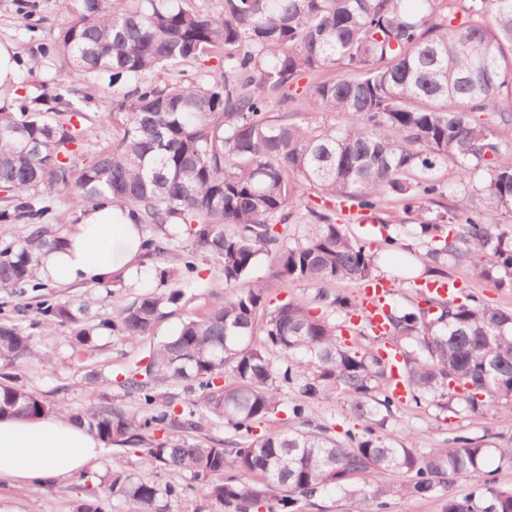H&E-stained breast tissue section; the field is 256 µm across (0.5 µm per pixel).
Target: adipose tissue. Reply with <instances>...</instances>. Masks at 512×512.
<instances>
[{"instance_id": "ef3b65f1", "label": "adipose tissue", "mask_w": 512, "mask_h": 512, "mask_svg": "<svg viewBox=\"0 0 512 512\" xmlns=\"http://www.w3.org/2000/svg\"><path fill=\"white\" fill-rule=\"evenodd\" d=\"M143 237L129 211L112 205L87 208L64 249L43 255L42 275L61 286L131 279ZM102 451L99 440L63 415L0 418V480L56 483L88 467Z\"/></svg>"}]
</instances>
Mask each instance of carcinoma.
<instances>
[{"label": "carcinoma", "mask_w": 512, "mask_h": 512, "mask_svg": "<svg viewBox=\"0 0 512 512\" xmlns=\"http://www.w3.org/2000/svg\"><path fill=\"white\" fill-rule=\"evenodd\" d=\"M221 0L217 12L187 9L183 0H59L64 22L53 49L69 78L112 73L105 109L115 136L90 154L75 106L50 112L21 103L0 109V187L8 192L0 224H34L23 240L0 248V292L24 297L40 285L43 252L65 237L38 227L49 207L63 211L112 203L152 232L143 256L161 263L171 287L112 307L102 317L81 297L38 300L35 319L0 322V417L37 418L64 407L18 381L14 365L39 354L40 327H69L71 357L80 359L100 331L136 342L153 336L164 310L186 294L197 255L221 266L224 301L187 317L177 333L150 343L113 383L123 401L90 406L70 416L105 444L140 454L188 484L146 480L115 461L105 485L134 512H173L186 490L197 492L193 512H300L301 502L338 487L352 512H385L401 492L441 495L443 512H512V490L485 479L476 490H455L459 477L478 478L489 449L455 437L453 448L420 453L381 432L391 412L392 376L380 351L360 353L338 338L333 315L356 314L359 298L333 293L339 280L377 281L374 255L342 224L332 200L361 211L387 195L416 215V236L430 243L434 263L480 260L494 279L512 273V235L490 218L512 210V147L499 129L512 111V0ZM219 57L224 67L199 83L182 78L184 62ZM339 78L320 80L331 70ZM164 72V85L149 80ZM303 98L316 112L339 113V125L271 115L286 90L305 77ZM456 167L461 189L445 212L426 204L444 195L435 171ZM483 169L476 181L473 171ZM321 203L311 202L312 197ZM299 224L289 241L278 226ZM270 275L315 288L270 306ZM400 346V376L415 403L439 408L456 399L475 416L496 407L512 411V312L474 297L415 301L384 312ZM263 337L255 342L256 336ZM177 383L197 388L202 405L175 410L161 392ZM330 386L348 397L364 422L339 441L314 425L310 404ZM288 403L300 428L253 436L254 425ZM239 438L225 448L191 435L203 423ZM403 472L399 487L385 475Z\"/></svg>", "instance_id": "obj_1"}]
</instances>
